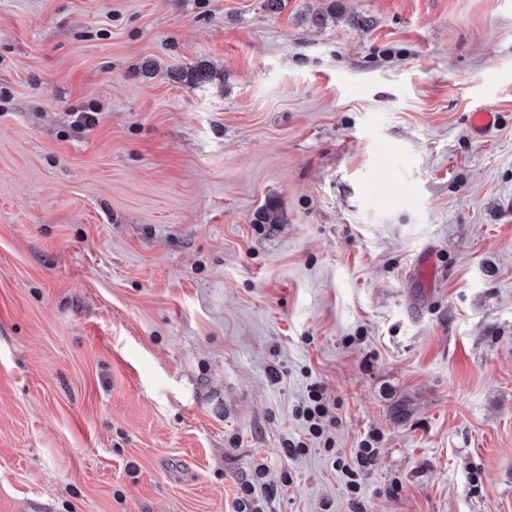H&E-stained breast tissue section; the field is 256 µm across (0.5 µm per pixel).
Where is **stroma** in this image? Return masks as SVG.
<instances>
[{"mask_svg": "<svg viewBox=\"0 0 512 512\" xmlns=\"http://www.w3.org/2000/svg\"><path fill=\"white\" fill-rule=\"evenodd\" d=\"M247 480L512 512V0H0V512ZM470 128L474 135L483 137L489 134L498 123V113L484 108L471 112L469 118ZM311 395L309 394L310 402L314 403L313 405H308L303 407L301 413L303 417L310 423V427L314 432L322 433L323 432V419L327 417V408L321 403L322 402V394L317 390H311Z\"/></svg>", "mask_w": 512, "mask_h": 512, "instance_id": "obj_1", "label": "stroma"}]
</instances>
